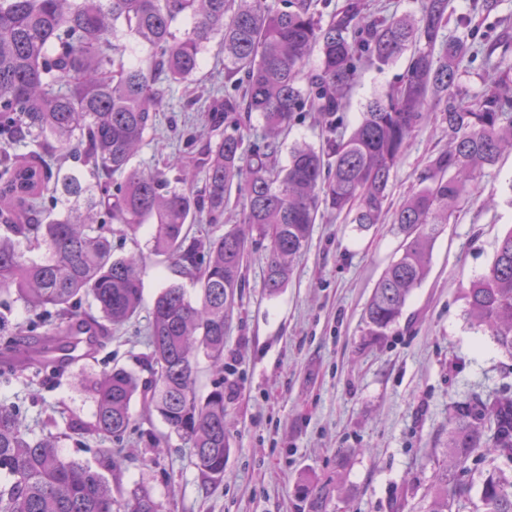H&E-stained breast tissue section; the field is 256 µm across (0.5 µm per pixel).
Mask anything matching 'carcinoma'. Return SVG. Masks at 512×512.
Returning a JSON list of instances; mask_svg holds the SVG:
<instances>
[{
	"mask_svg": "<svg viewBox=\"0 0 512 512\" xmlns=\"http://www.w3.org/2000/svg\"><path fill=\"white\" fill-rule=\"evenodd\" d=\"M0 0V294H13L32 315L34 344L0 340V378L25 366L55 370L60 355L85 343L83 356L108 331L128 322L143 301L142 258L112 256V225L135 232L155 225L153 250L190 275L197 298L179 283L159 292L149 321L147 360L154 379L147 409L192 449L209 482L224 478L229 451L224 409V341L252 235L268 240L264 286L287 283L308 245L320 208L367 230L387 211L393 170L412 137L437 121L448 147L420 174L418 189L393 213L400 257L385 268L364 311L369 333L397 323L425 279L442 226L473 190L477 173L512 151V65L493 60L500 43L481 51L503 67L498 80L465 100L452 91L469 36L445 38L448 0H420L416 17H377L365 0H346L325 22L313 0ZM191 20L183 31L177 24ZM149 47L125 59L122 42ZM224 49L232 90L211 110L231 132L195 156L144 169L132 159L155 130L165 93L200 68L214 40ZM319 52L318 72L305 71ZM410 53L403 82L367 101L352 131L340 112L365 60L388 63ZM257 112L265 134L245 141L244 119ZM307 113L326 134L317 149L294 145L277 161L282 134ZM27 152H10L14 146ZM74 165L64 166L66 158ZM239 223L205 240L189 225L219 224L230 199ZM35 242L48 256L33 259ZM472 327L512 357V231L495 242L488 271L465 289ZM214 380L198 394V356ZM94 419H75L70 433L95 436L107 460L122 452L133 419L138 378L123 367L90 384ZM474 455L512 459V397L458 401L448 414V442L424 512H464L469 487L455 481ZM0 512H160L136 485L118 501L98 467L65 458L60 437L23 429L19 409L0 401ZM483 512H512V482L497 468L481 474Z\"/></svg>",
	"mask_w": 512,
	"mask_h": 512,
	"instance_id": "1",
	"label": "carcinoma"
}]
</instances>
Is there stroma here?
<instances>
[{
  "label": "stroma",
  "mask_w": 512,
  "mask_h": 512,
  "mask_svg": "<svg viewBox=\"0 0 512 512\" xmlns=\"http://www.w3.org/2000/svg\"><path fill=\"white\" fill-rule=\"evenodd\" d=\"M473 32L476 41L512 39V0L491 11L474 0H450L444 36ZM202 68L172 87L157 127L134 160L160 164L186 151L189 138L213 131L208 109L224 99V55L218 44ZM406 59L363 62L348 93L346 125L360 118L375 93L396 86ZM436 124L417 132L394 169L388 204L397 209L418 186L430 156L445 147ZM512 229V154L484 169L476 187L436 238L431 266L397 325L368 335L365 306L384 269L400 254L391 219L360 231L344 216L325 214L313 226L288 284L269 295L263 283L267 242L254 238L230 331L224 342V406L229 452L221 482L210 483L191 463V450L161 417L134 398L133 427L112 472L113 488L147 487L161 512H299L297 486L325 493L324 512H420L432 491L448 437L453 402L492 392L512 395V359L471 327L463 296L470 279L490 266L496 237ZM154 227L114 225L112 254L144 257L143 304L113 331L97 359L47 379L30 369L0 381V400L20 408L24 426L41 434L54 419L64 456L97 463V445L66 438L71 417L92 420L95 403L76 388L104 368L150 377L143 358L153 302L168 284L192 283L152 251ZM165 437L161 453L149 435Z\"/></svg>",
  "instance_id": "obj_1"
}]
</instances>
